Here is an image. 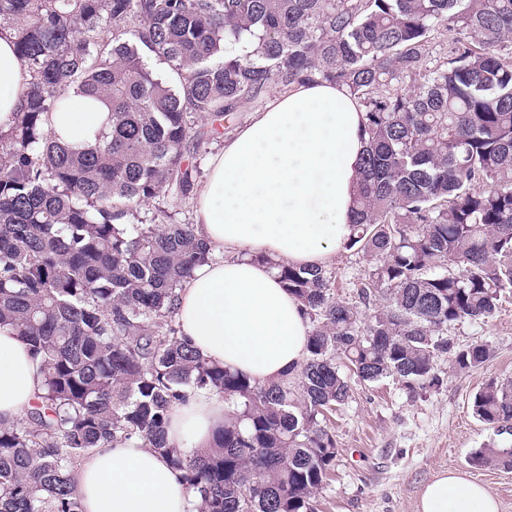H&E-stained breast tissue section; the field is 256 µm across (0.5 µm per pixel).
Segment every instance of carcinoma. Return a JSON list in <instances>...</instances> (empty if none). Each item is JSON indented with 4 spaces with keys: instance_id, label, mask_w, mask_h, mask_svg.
Here are the masks:
<instances>
[{
    "instance_id": "cac0c4a2",
    "label": "carcinoma",
    "mask_w": 512,
    "mask_h": 512,
    "mask_svg": "<svg viewBox=\"0 0 512 512\" xmlns=\"http://www.w3.org/2000/svg\"><path fill=\"white\" fill-rule=\"evenodd\" d=\"M6 30L31 80L0 132V328L40 361L44 393L0 424V512H83L77 465L114 442L165 456L197 512H318L338 455L325 415L351 391L338 361L413 391L438 385L441 357L489 359L448 326L512 292V0H0ZM316 81L364 108L345 248L370 265L349 303L330 269L277 264L310 332L299 370L262 386L181 335L179 290L211 247L170 207L224 124L272 84ZM71 91L110 112L93 148L45 127ZM198 390L234 409L209 447L181 449L169 412ZM473 413L511 432L512 382L487 383ZM470 463L510 469L512 448Z\"/></svg>"
}]
</instances>
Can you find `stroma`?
<instances>
[{
	"instance_id": "stroma-1",
	"label": "stroma",
	"mask_w": 512,
	"mask_h": 512,
	"mask_svg": "<svg viewBox=\"0 0 512 512\" xmlns=\"http://www.w3.org/2000/svg\"><path fill=\"white\" fill-rule=\"evenodd\" d=\"M367 266L356 250L336 254L329 267L337 300H356ZM448 334L462 346L488 345L490 359L463 373L439 359V386L416 392L391 378L351 379L348 401L327 417L339 452L319 495L321 512H415L423 486L443 470L468 474L497 498L500 512H512V469L469 462L477 448L512 444V435L498 434L472 411L486 383L512 381V294L492 317L452 326Z\"/></svg>"
}]
</instances>
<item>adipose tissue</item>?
Wrapping results in <instances>:
<instances>
[{
	"label": "adipose tissue",
	"mask_w": 512,
	"mask_h": 512,
	"mask_svg": "<svg viewBox=\"0 0 512 512\" xmlns=\"http://www.w3.org/2000/svg\"><path fill=\"white\" fill-rule=\"evenodd\" d=\"M30 74L10 32L0 33V132L8 131ZM99 101L68 94L46 128L60 142L94 145L109 130ZM364 112L347 88L328 82L274 94L212 155L194 204L213 258L180 290L177 321L204 358L260 385L304 362L310 325L283 287L276 264L323 266L352 234L354 199L366 146ZM43 392L40 364L0 329V421L26 416ZM224 422V399L201 392L176 407L168 438L182 448L208 446ZM83 512H190L181 471L148 448L117 443L95 449L76 473ZM416 512H499L486 486L442 471L424 486Z\"/></svg>",
	"instance_id": "adipose-tissue-1"
}]
</instances>
